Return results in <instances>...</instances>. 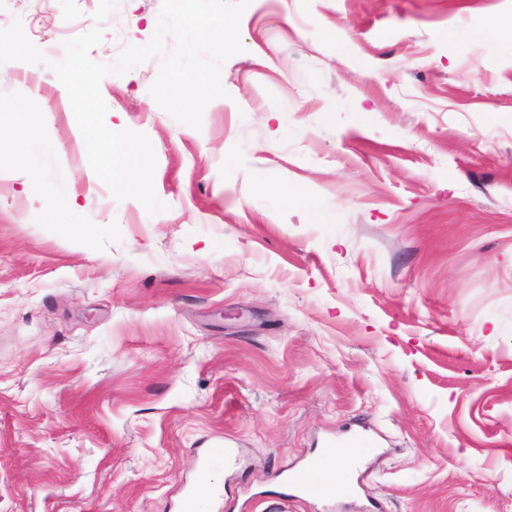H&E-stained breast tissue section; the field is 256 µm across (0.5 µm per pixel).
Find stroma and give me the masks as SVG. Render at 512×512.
Returning <instances> with one entry per match:
<instances>
[{
    "label": "stroma",
    "mask_w": 512,
    "mask_h": 512,
    "mask_svg": "<svg viewBox=\"0 0 512 512\" xmlns=\"http://www.w3.org/2000/svg\"><path fill=\"white\" fill-rule=\"evenodd\" d=\"M97 6L46 0L33 44ZM160 7L117 0L91 58L147 44ZM509 13L251 0L198 130L150 95L158 60L111 76L154 215L92 178L50 69L0 65V512H182L203 482L207 512H263L361 428L364 494L290 512H512V55L471 44ZM29 126L54 147L36 180ZM322 460L323 457H315L310 459L304 465L289 471L285 478L288 481V484L293 487L295 492L308 494L311 498L316 499H321L322 496H327V493H323L321 489H316L312 492H309L303 485L306 481V469L318 466Z\"/></svg>",
    "instance_id": "35a3bbf8"
}]
</instances>
